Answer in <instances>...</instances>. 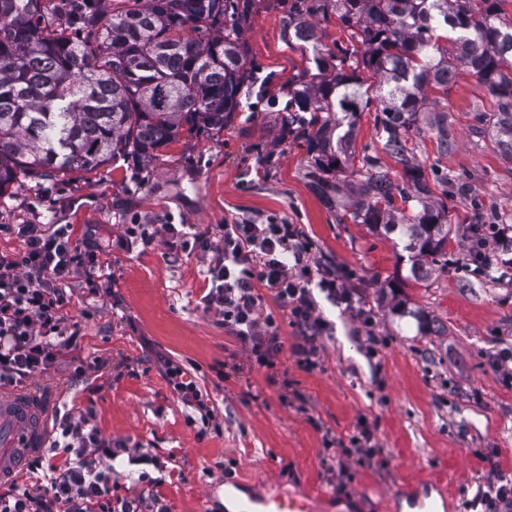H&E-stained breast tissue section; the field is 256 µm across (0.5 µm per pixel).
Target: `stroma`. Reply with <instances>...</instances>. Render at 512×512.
<instances>
[{"mask_svg": "<svg viewBox=\"0 0 512 512\" xmlns=\"http://www.w3.org/2000/svg\"><path fill=\"white\" fill-rule=\"evenodd\" d=\"M297 6L252 0L243 41L255 75L223 129L161 150L146 171L106 164L41 181L22 176L0 194V253L20 251L18 225L74 224L101 245L112 276L108 296L74 283L68 316L77 345L23 387L53 413L94 408L103 437L142 443L150 462L119 458L112 492L125 493V473L147 472L170 512H226L232 480L256 495L319 490L332 495L335 512H411L393 496L411 483L435 499L449 491L446 512H464L493 471L512 474V382L493 367L495 353L512 350V284L467 270L464 229L478 209L512 227V159L476 117L492 107L486 89L461 72L448 85L455 148L439 155L430 130L414 141L424 169L462 183L454 198L461 227L447 267L409 283L400 237L337 223L304 178L306 142L298 127H285L284 106L289 89L320 71L311 49L288 39ZM270 216L298 225L314 262L336 269L371 310L375 348L355 316L328 306L332 330L315 368L287 349L273 368L250 367L219 317L197 306L206 285L200 254L116 244L126 224L201 231ZM393 279L402 288L383 295ZM170 364L202 391L221 433L203 432L199 412L176 397ZM363 424L381 450L370 467L346 456Z\"/></svg>", "mask_w": 512, "mask_h": 512, "instance_id": "1", "label": "stroma"}]
</instances>
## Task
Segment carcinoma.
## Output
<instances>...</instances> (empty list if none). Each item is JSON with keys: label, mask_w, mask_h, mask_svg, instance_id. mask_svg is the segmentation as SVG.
Masks as SVG:
<instances>
[{"label": "carcinoma", "mask_w": 512, "mask_h": 512, "mask_svg": "<svg viewBox=\"0 0 512 512\" xmlns=\"http://www.w3.org/2000/svg\"><path fill=\"white\" fill-rule=\"evenodd\" d=\"M509 0H312L288 17V38L323 49L308 16L336 14L351 43L336 73L291 91L288 123L304 128L305 177L339 223L399 232L419 283L448 265V175L428 183L409 141L421 124L438 152L453 146L428 89L476 76L493 108L483 123L512 158V17ZM249 0H143L107 13V0H0V194L18 175L64 177L109 162L148 168L156 151L224 124L251 77L243 48ZM381 147L355 156L353 129L372 100ZM311 113L307 118L304 113ZM400 166L382 163L381 155ZM359 160V168L349 163ZM442 188L433 198L432 188ZM414 202L417 207H409Z\"/></svg>", "instance_id": "1"}]
</instances>
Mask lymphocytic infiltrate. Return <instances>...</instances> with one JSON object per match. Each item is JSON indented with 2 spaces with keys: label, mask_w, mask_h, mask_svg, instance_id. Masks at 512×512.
<instances>
[{
  "label": "lymphocytic infiltrate",
  "mask_w": 512,
  "mask_h": 512,
  "mask_svg": "<svg viewBox=\"0 0 512 512\" xmlns=\"http://www.w3.org/2000/svg\"><path fill=\"white\" fill-rule=\"evenodd\" d=\"M18 235L22 250L0 255V386H15L48 370L76 345L78 330L67 318L70 284L81 279L95 293L112 289L111 279L96 274L100 245L76 239L73 225L22 224ZM511 238L500 225H485L480 251L467 258L475 273L511 268ZM160 239L206 260L200 308L221 317L225 331L261 367H274L288 348L304 367L314 368L318 343L329 328L317 294L334 305L353 303L352 292L333 269L315 266L310 242L298 225L281 219L219 224L204 232L189 224H128L117 243L146 249ZM268 295L296 329L293 344H285L276 318L267 311ZM93 419L90 408L59 416L61 438L41 458L47 485L10 484L0 492V512H168L155 494L112 495V475L102 470L103 460L124 454L140 458L143 447L102 437Z\"/></svg>",
  "instance_id": "obj_1"
}]
</instances>
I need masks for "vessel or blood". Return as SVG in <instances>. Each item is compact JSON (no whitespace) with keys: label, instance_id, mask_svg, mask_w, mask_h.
I'll use <instances>...</instances> for the list:
<instances>
[{"label":"vessel or blood","instance_id":"vessel-or-blood-1","mask_svg":"<svg viewBox=\"0 0 512 512\" xmlns=\"http://www.w3.org/2000/svg\"><path fill=\"white\" fill-rule=\"evenodd\" d=\"M47 415L36 404L35 394L0 388V478L10 477L25 450L43 446ZM328 497L297 491L259 500L239 499L235 512H325Z\"/></svg>","mask_w":512,"mask_h":512}]
</instances>
